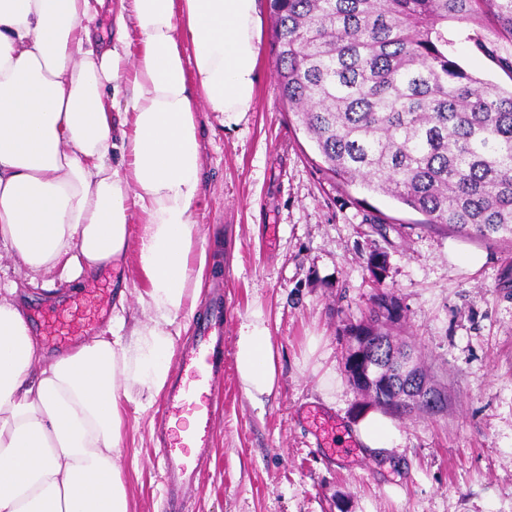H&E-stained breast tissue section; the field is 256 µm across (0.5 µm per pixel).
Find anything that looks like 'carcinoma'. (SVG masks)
<instances>
[{
  "label": "carcinoma",
  "instance_id": "1",
  "mask_svg": "<svg viewBox=\"0 0 512 512\" xmlns=\"http://www.w3.org/2000/svg\"><path fill=\"white\" fill-rule=\"evenodd\" d=\"M278 91L343 185L362 184L427 224L512 243V89L457 62L448 23L491 22L475 46L512 76V0H270ZM367 269L377 283L385 255ZM390 292L348 330L365 356L399 319ZM372 402L390 412L375 386Z\"/></svg>",
  "mask_w": 512,
  "mask_h": 512
}]
</instances>
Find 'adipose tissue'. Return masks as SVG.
Wrapping results in <instances>:
<instances>
[{
	"instance_id": "ef3b65f1",
	"label": "adipose tissue",
	"mask_w": 512,
	"mask_h": 512,
	"mask_svg": "<svg viewBox=\"0 0 512 512\" xmlns=\"http://www.w3.org/2000/svg\"><path fill=\"white\" fill-rule=\"evenodd\" d=\"M105 0H0V252L35 275H93L123 261L143 218L138 301L148 322L46 359L17 288L0 293V512H128L120 474L124 383L154 396L169 378L180 319L207 266L193 217L202 194L196 103L236 120L258 81V0H128L116 18L143 41L87 46ZM245 395L278 374L261 311L240 328ZM360 446L399 440L371 411Z\"/></svg>"
}]
</instances>
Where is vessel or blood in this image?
Returning <instances> with one entry per match:
<instances>
[{
	"instance_id": "b4317fda",
	"label": "vessel or blood",
	"mask_w": 512,
	"mask_h": 512,
	"mask_svg": "<svg viewBox=\"0 0 512 512\" xmlns=\"http://www.w3.org/2000/svg\"><path fill=\"white\" fill-rule=\"evenodd\" d=\"M112 309L110 294H85L61 305L44 322L48 342L66 343L88 334ZM178 371L165 395L158 430L167 457L165 482L168 500L179 507L180 493L189 483L200 461L208 456L209 429L218 407L213 390L215 377L224 369V294L216 292L208 317L199 322L190 348L180 351ZM192 418V429L181 421Z\"/></svg>"
}]
</instances>
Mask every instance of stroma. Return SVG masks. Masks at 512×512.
I'll return each mask as SVG.
<instances>
[{
	"label": "stroma",
	"instance_id": "35a3bbf8",
	"mask_svg": "<svg viewBox=\"0 0 512 512\" xmlns=\"http://www.w3.org/2000/svg\"><path fill=\"white\" fill-rule=\"evenodd\" d=\"M259 81L255 105L235 124L198 103L204 188L195 222L208 265L197 308L183 318L187 343L212 286H224V377L211 430L212 452L185 491L184 512H512V244L463 237L393 198L345 186L326 172L313 142L279 100L269 0H259ZM456 35L459 64L476 77L512 86V75ZM141 226L111 291L114 317L147 321L138 302L147 280L138 261ZM384 254L382 287L404 310L394 331L448 398L447 408L393 416L400 442L358 447L357 420L371 399L348 379L349 327L366 320L377 287L366 261ZM43 277L0 259V285L17 284L28 310L52 315L67 297L99 287L54 272ZM261 311L279 370L276 393L254 405L235 369L241 324ZM162 396L129 387L119 399V466L129 512H170L165 460L154 435ZM335 419L339 459L315 445L304 418Z\"/></svg>",
	"mask_w": 512,
	"mask_h": 512
}]
</instances>
